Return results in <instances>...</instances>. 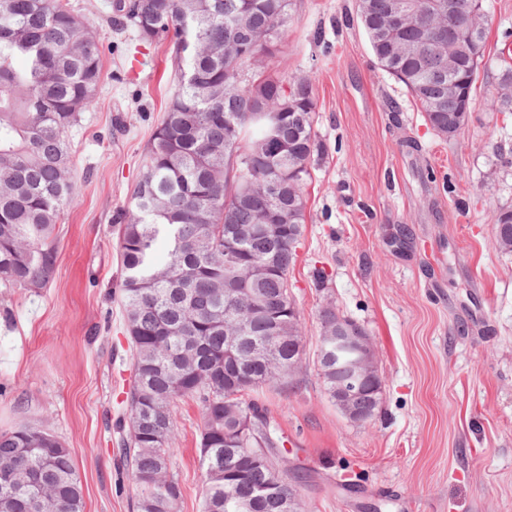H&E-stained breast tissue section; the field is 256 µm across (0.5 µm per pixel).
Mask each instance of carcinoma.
I'll use <instances>...</instances> for the list:
<instances>
[{
    "label": "carcinoma",
    "mask_w": 512,
    "mask_h": 512,
    "mask_svg": "<svg viewBox=\"0 0 512 512\" xmlns=\"http://www.w3.org/2000/svg\"><path fill=\"white\" fill-rule=\"evenodd\" d=\"M429 5L406 27L398 0H358L376 64L402 83L431 129L472 104L487 39L473 0ZM290 0H108L106 20L170 43L176 85L119 216L121 300L133 347L125 455L133 512H180L173 472L177 399H200V512H288L307 474L283 459L248 392L283 384L303 340L289 273L317 165L307 75L286 80L280 52ZM457 48L448 92V47ZM103 45L68 0H0V288H45L55 236L77 196L69 133L95 103ZM490 105L512 111V66ZM284 140L287 148L267 149ZM277 185L273 195L266 186ZM495 241L512 252V208ZM235 448L234 457L226 449ZM0 512H84L74 452L42 424L0 433Z\"/></svg>",
    "instance_id": "cac0c4a2"
}]
</instances>
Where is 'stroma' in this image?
<instances>
[{
    "label": "stroma",
    "instance_id": "35a3bbf8",
    "mask_svg": "<svg viewBox=\"0 0 512 512\" xmlns=\"http://www.w3.org/2000/svg\"><path fill=\"white\" fill-rule=\"evenodd\" d=\"M104 2L70 0L103 54L98 103L71 134L77 198L56 226V278L0 288V432L46 423L74 451L84 512H132L116 445L133 375L117 218L175 78L167 44L111 29ZM294 3L273 68L312 76L323 147L289 274L306 370L296 387L252 397L311 476L306 512H512V253L492 234L495 211L512 206V167L499 161L512 153V112L489 105L512 57L501 38L512 0H486L471 118L447 140L377 65L356 0ZM329 301L367 330L383 376L364 427L347 423L318 375L317 314ZM175 420L181 512H199L198 398L179 399Z\"/></svg>",
    "mask_w": 512,
    "mask_h": 512
}]
</instances>
